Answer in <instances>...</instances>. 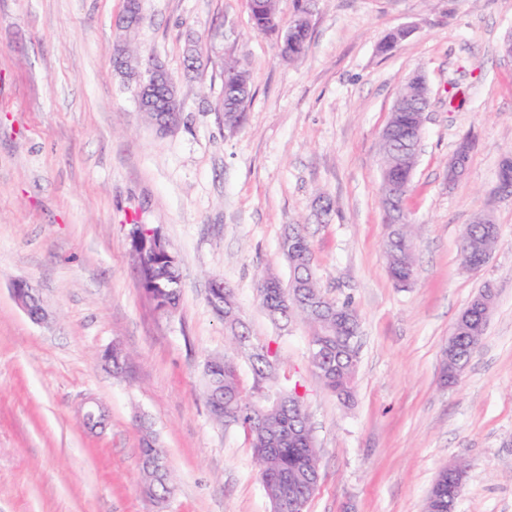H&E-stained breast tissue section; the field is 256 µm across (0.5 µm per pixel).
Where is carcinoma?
<instances>
[{"label":"carcinoma","instance_id":"carcinoma-1","mask_svg":"<svg viewBox=\"0 0 512 512\" xmlns=\"http://www.w3.org/2000/svg\"><path fill=\"white\" fill-rule=\"evenodd\" d=\"M253 29L260 34L279 33L277 48L282 59L293 61L308 51L310 30L292 23L279 32L278 0H249ZM223 94L219 111L224 124L239 129L246 120V103L251 98L247 70L242 61L230 59L223 71ZM153 106L145 109L137 102L139 111H148V118L161 126L165 121L164 109L180 111L178 98L166 99L163 88L152 95ZM429 105L401 107L390 113L384 130L390 135L381 138V162L389 171L382 181L380 201L386 202L399 190V206L412 191V182L419 154L415 145L422 140L425 112ZM402 223L387 225L384 253L391 281L407 287L408 275L416 272L414 225L406 210H401ZM493 219L486 212L475 214L463 226L461 236L462 263L488 259L500 244V234L490 232ZM280 248L288 249V262L293 275L288 285L269 271L258 282V297L268 316L276 323H288L299 317L312 329L311 350L314 369L324 386L339 400L348 403L354 395V379L358 365L357 332L359 320L355 310L347 303H338L321 290L313 268L311 241L302 224H290L285 230ZM138 282L144 292L160 305L177 310L181 302L179 263L153 251L135 256ZM483 285L461 315L472 314L478 324H487L488 317L476 304V299L488 291ZM239 306L235 292L224 288V315L221 320L234 343L254 349L248 356L253 384L250 391L243 390L239 368L229 364L225 357H211L204 365L206 400L213 418L226 425H235L247 435L251 448L267 449L257 459L259 477L271 501H276L277 484L285 479L295 482L300 492L312 496L320 479V454L316 448L308 416L294 389L277 384L278 362L268 345L255 344L246 333V326L238 318ZM484 330L475 336L462 334L458 338L455 354L442 360L441 379L448 383V373L461 375L473 353L479 347ZM139 458L142 477L147 491L163 498L171 493L168 473L164 465V451L150 426L140 424Z\"/></svg>","mask_w":512,"mask_h":512}]
</instances>
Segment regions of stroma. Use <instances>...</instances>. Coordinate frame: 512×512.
Returning a JSON list of instances; mask_svg holds the SVG:
<instances>
[{
	"label": "stroma",
	"mask_w": 512,
	"mask_h": 512,
	"mask_svg": "<svg viewBox=\"0 0 512 512\" xmlns=\"http://www.w3.org/2000/svg\"><path fill=\"white\" fill-rule=\"evenodd\" d=\"M0 0V512H271L244 433L212 420L207 358L232 353L207 291L234 288L253 342L272 347L284 386L300 385L321 455L306 512H423L448 462L468 476L456 512H512V199L490 191L512 148V0H317L307 55L279 59L251 29L247 0ZM409 33L392 51L390 30ZM128 45L172 76L181 119L159 133L113 56ZM202 57L187 67L190 49ZM245 59L242 129L216 103L228 58ZM416 74L431 88L414 190L417 278L386 273L380 134ZM474 141L465 176L446 162ZM489 211L501 244L481 270L460 232ZM306 225L323 292L359 316L355 395L342 404L309 358L302 320L280 329L258 275L289 280L279 250ZM158 229L179 261L171 316L142 291L131 225ZM34 285L50 317L12 296ZM496 291L483 340L458 384L439 382L450 328L483 283ZM129 355L113 373L102 355ZM106 411L89 431L82 408ZM155 431L173 492L147 494L139 422ZM16 303L34 322L40 323L47 319L48 311L34 288L28 281H16L12 288Z\"/></svg>",
	"instance_id": "1"
}]
</instances>
